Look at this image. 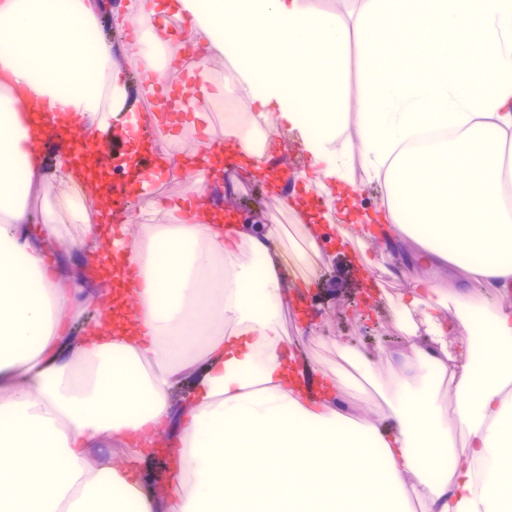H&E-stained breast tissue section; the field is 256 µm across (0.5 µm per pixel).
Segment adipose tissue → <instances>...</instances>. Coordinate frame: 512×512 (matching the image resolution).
<instances>
[{
  "label": "adipose tissue",
  "instance_id": "ef3b65f1",
  "mask_svg": "<svg viewBox=\"0 0 512 512\" xmlns=\"http://www.w3.org/2000/svg\"><path fill=\"white\" fill-rule=\"evenodd\" d=\"M348 2L0 0V512H156L142 466L161 456L172 512H512V0ZM105 13L140 37L107 43ZM181 33L232 68L189 72L183 107L164 84ZM226 91L252 105L224 118L237 169L261 171L270 116L302 140L304 187L279 201L302 260L329 222L360 251L386 227L424 268L398 301L392 395L297 356L277 225L225 222L205 193ZM71 127L121 131L127 157L151 141L138 232L113 225L111 193L49 202L41 136ZM181 174L194 197L153 196ZM358 182L381 189L373 208ZM64 239L111 255V278L65 274Z\"/></svg>",
  "mask_w": 512,
  "mask_h": 512
}]
</instances>
